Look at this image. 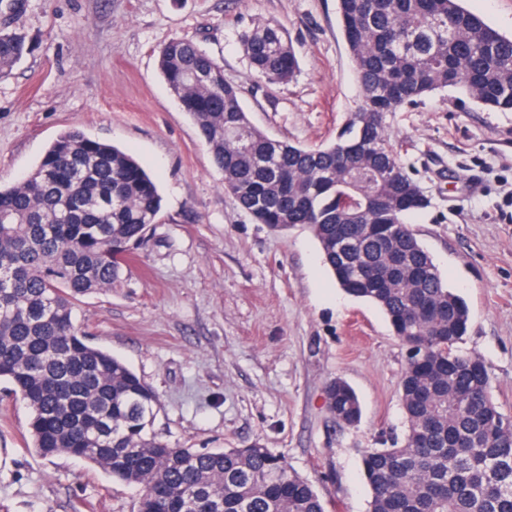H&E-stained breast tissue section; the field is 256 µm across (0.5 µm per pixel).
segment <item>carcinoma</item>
Returning <instances> with one entry per match:
<instances>
[{
	"label": "carcinoma",
	"instance_id": "carcinoma-1",
	"mask_svg": "<svg viewBox=\"0 0 512 512\" xmlns=\"http://www.w3.org/2000/svg\"><path fill=\"white\" fill-rule=\"evenodd\" d=\"M338 4L362 101L328 146L294 145L255 127L240 88L191 39L161 48L160 72L238 207L273 231L311 230L338 285L417 344L424 362L408 357L400 383L404 443L363 451L371 512H512V435L498 425L484 360L456 353L469 311L409 222L430 200L386 125L388 114L445 88L512 111V38L460 0ZM240 45L269 84L299 70L276 24L244 31ZM25 52V36L1 26L0 78ZM160 212L142 165L78 129L60 134L23 181L0 187V381L29 409L32 447L137 487L136 512H326L312 485L269 448L200 452L161 440L155 391L78 329L77 302L121 281ZM326 399L335 419L360 420L345 381L330 382Z\"/></svg>",
	"mask_w": 512,
	"mask_h": 512
}]
</instances>
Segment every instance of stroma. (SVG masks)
Wrapping results in <instances>:
<instances>
[{"mask_svg":"<svg viewBox=\"0 0 512 512\" xmlns=\"http://www.w3.org/2000/svg\"><path fill=\"white\" fill-rule=\"evenodd\" d=\"M1 19L26 35L28 51L0 79V186L27 177L77 128L132 154L163 197L122 280L75 307L90 341L156 391V434L208 451L260 444L287 457L327 512H370L362 452L404 440L408 348L380 308L337 285L308 229L271 231L225 194L157 65L170 39H192L241 89L256 127L329 144L361 104L338 0H26L18 12L0 9ZM267 22L287 32L299 60L285 84L259 78L239 43ZM387 124L431 199L412 227L469 309L457 349L484 359L491 398L512 417V112L446 89ZM337 378L358 396L356 425L327 408ZM28 418L0 390V512H135V488L31 448Z\"/></svg>","mask_w":512,"mask_h":512,"instance_id":"obj_1","label":"stroma"}]
</instances>
